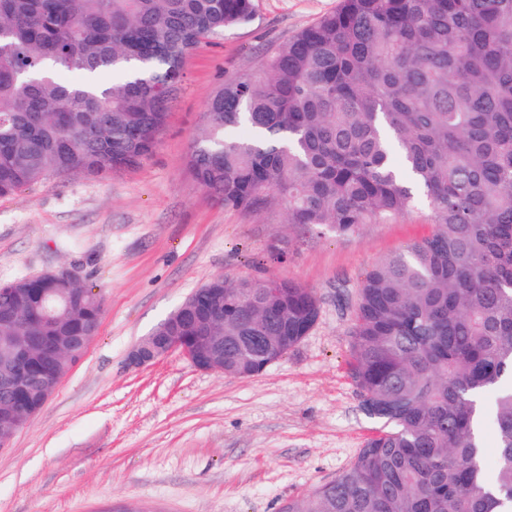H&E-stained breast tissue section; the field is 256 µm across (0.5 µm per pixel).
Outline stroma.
Returning a JSON list of instances; mask_svg holds the SVG:
<instances>
[{
	"instance_id": "35a3bbf8",
	"label": "stroma",
	"mask_w": 512,
	"mask_h": 512,
	"mask_svg": "<svg viewBox=\"0 0 512 512\" xmlns=\"http://www.w3.org/2000/svg\"><path fill=\"white\" fill-rule=\"evenodd\" d=\"M253 5L249 23L185 59L149 159L0 198V284L65 270L104 295L85 355L0 448V512H279L343 475L379 428L347 374L350 303L365 269L429 233L430 210L348 238L314 235L283 206L227 209L193 179L187 156L210 97L338 0ZM274 244L285 261H268ZM217 275L299 281L319 297V318L250 378L197 370L177 351L129 367L135 342Z\"/></svg>"
}]
</instances>
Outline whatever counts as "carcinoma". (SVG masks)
I'll use <instances>...</instances> for the list:
<instances>
[{"label":"carcinoma","instance_id":"cac0c4a2","mask_svg":"<svg viewBox=\"0 0 512 512\" xmlns=\"http://www.w3.org/2000/svg\"><path fill=\"white\" fill-rule=\"evenodd\" d=\"M252 16V0H0V197L138 166L186 57ZM70 70L84 81L61 82ZM187 164L224 207L283 205L321 235L431 210V233L366 269L352 305L348 374L381 429L281 512H512V0H339L224 82ZM190 298L197 327L169 333L224 337L225 368L249 375L320 315L311 289L276 277L218 276ZM103 306L66 279L0 284V336L45 346L0 407L40 404L83 357L50 345L89 335Z\"/></svg>","mask_w":512,"mask_h":512}]
</instances>
